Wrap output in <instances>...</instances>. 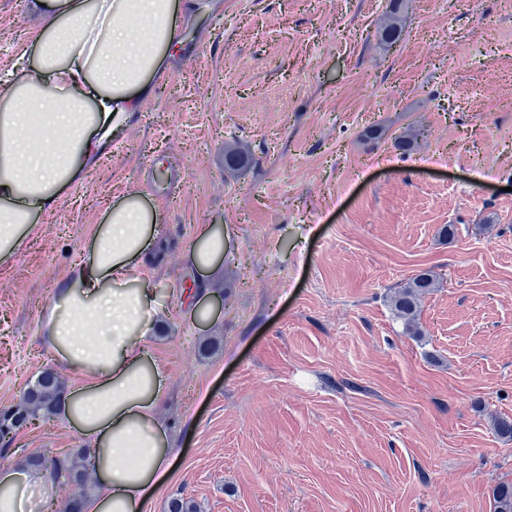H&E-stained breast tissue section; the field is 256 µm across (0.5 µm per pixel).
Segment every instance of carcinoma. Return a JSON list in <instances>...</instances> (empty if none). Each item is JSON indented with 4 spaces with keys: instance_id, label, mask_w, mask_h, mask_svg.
Listing matches in <instances>:
<instances>
[{
    "instance_id": "cac0c4a2",
    "label": "carcinoma",
    "mask_w": 512,
    "mask_h": 512,
    "mask_svg": "<svg viewBox=\"0 0 512 512\" xmlns=\"http://www.w3.org/2000/svg\"><path fill=\"white\" fill-rule=\"evenodd\" d=\"M436 278L429 272H422L406 286L395 293L393 307L406 328L413 327L417 320L421 297L435 287ZM63 388L57 374L50 370L41 372L34 384L23 394V402L10 413L0 417V451L11 450L14 435L20 428L43 418L55 416V407ZM25 465L49 472L55 479L77 488L86 485L89 473L84 464L71 456L30 455ZM492 512H512V482L500 483L492 490Z\"/></svg>"
}]
</instances>
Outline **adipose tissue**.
I'll return each instance as SVG.
<instances>
[{
    "mask_svg": "<svg viewBox=\"0 0 512 512\" xmlns=\"http://www.w3.org/2000/svg\"><path fill=\"white\" fill-rule=\"evenodd\" d=\"M177 11L176 0H43L36 66L0 78V263L152 97L182 45ZM160 229L139 194L118 200L47 311L43 341L77 375L57 416L89 445L95 489L83 512H149L172 474L159 412L168 372L153 352L163 325L141 275ZM227 250L223 227L209 224L184 260L207 276ZM38 493L54 495L48 473L0 464V512H31Z\"/></svg>",
    "mask_w": 512,
    "mask_h": 512,
    "instance_id": "obj_1",
    "label": "adipose tissue"
}]
</instances>
